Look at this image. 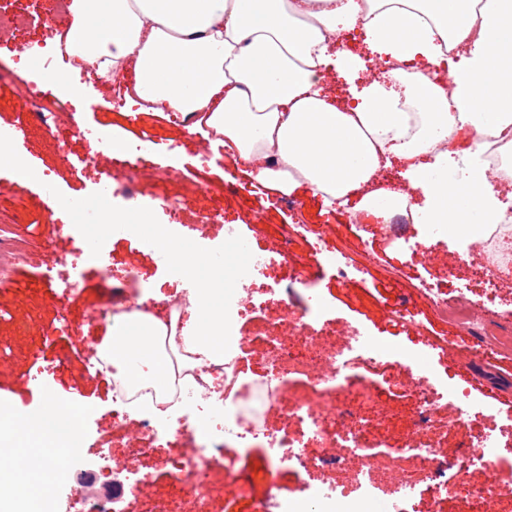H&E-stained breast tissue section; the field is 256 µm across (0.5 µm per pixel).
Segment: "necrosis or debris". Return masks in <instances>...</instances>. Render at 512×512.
I'll list each match as a JSON object with an SVG mask.
<instances>
[{"mask_svg": "<svg viewBox=\"0 0 512 512\" xmlns=\"http://www.w3.org/2000/svg\"><path fill=\"white\" fill-rule=\"evenodd\" d=\"M67 13V0H55L53 11L41 21L45 34L33 55L34 72L15 78L35 120L58 133L75 125L73 113L51 104L46 91L58 76L54 59L65 50L64 45L54 43V28L58 17ZM89 138L93 146L87 161L103 173L99 190L111 196L124 189L128 204H136V189L152 177V170L142 163L136 149H128L125 159L118 162L112 156L111 139L95 132ZM473 144L488 164L491 182L512 190V135L502 136L491 146L478 136ZM379 224L391 243L399 240L401 227H413L416 250L428 265L435 261L436 246L456 235L450 225L418 224L409 215L383 218ZM464 252L482 254V267L494 283H512V203L484 225L477 238L465 239ZM272 265L265 254L254 253L250 270L238 281L230 304L234 318L268 310L278 317L256 338L263 350L265 371L254 382L239 378L238 340H231L220 365L186 351L181 331L192 297L188 291L165 303L178 329L174 337L161 339L174 370L167 387L131 382L119 373L104 349L89 346L86 368L111 376L112 423L129 431L123 456L101 453L99 467L123 472L128 481L127 497L147 502L146 512L164 510L153 503L150 475L138 461L171 436L181 445L171 479L187 512H197L198 505L209 498L216 472L231 474L232 468L224 460L229 442L241 448L261 444L269 463L276 466H292L306 474L336 472V480L321 482L307 499L295 506L285 505L283 512H408L412 492L422 476H430L440 490L447 488L449 481L459 480V472L450 471L441 454L435 429L442 402L463 401L464 392L448 387L408 357L400 365L405 370L416 369V378L405 383L389 380L393 364L388 348L352 326L337 347L318 351L306 360L289 357V340L312 344L327 338L328 333L318 325L322 307L316 277L302 278L308 302L298 307L264 287L262 279ZM135 278L134 271H127L125 285L112 293L107 306L93 310L92 318L113 320L139 308L149 309ZM420 288L437 311L456 322L460 335H471L480 325L485 306L473 299L469 288L456 289L450 295L427 280L421 281ZM386 392L396 397L410 392L417 396L416 419L407 444L400 448L383 438L371 440L370 420L347 406L353 398L360 406L377 407L379 395ZM274 411L289 420V427L269 425ZM463 462L487 474L485 483L468 493L472 512H500L502 501L512 497V470H506L497 440L488 435L470 443ZM29 467V459L17 455L8 467L0 468V512H32L31 490L24 478Z\"/></svg>", "mask_w": 512, "mask_h": 512, "instance_id": "1", "label": "necrosis or debris"}]
</instances>
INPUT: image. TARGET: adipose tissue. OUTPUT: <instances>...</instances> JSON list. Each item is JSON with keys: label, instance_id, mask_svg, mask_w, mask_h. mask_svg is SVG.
I'll return each instance as SVG.
<instances>
[{"label": "adipose tissue", "instance_id": "ef3b65f1", "mask_svg": "<svg viewBox=\"0 0 512 512\" xmlns=\"http://www.w3.org/2000/svg\"><path fill=\"white\" fill-rule=\"evenodd\" d=\"M317 0H71L72 21L60 35L72 69L130 68L125 95L145 110L168 105L191 117L188 132L214 134L236 162L266 159L255 178L289 193L308 187L324 198L358 199L377 215L405 208V196L370 190L392 160L422 195L414 212L465 234L490 223L499 208L482 159L473 149L458 157L433 151V134L448 137L512 133V0H349L320 10ZM362 24L368 44L392 60L434 62L444 49L466 48L450 64V91L422 72L408 74L424 107L417 132L409 116L378 85L339 111L316 79L336 63L345 73L359 60L331 55L338 25ZM462 162L465 182L451 168ZM167 327L160 313L128 316L125 339L104 337L111 360L132 379L149 366L165 383L171 367L152 336Z\"/></svg>", "mask_w": 512, "mask_h": 512}]
</instances>
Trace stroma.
I'll return each mask as SVG.
<instances>
[{"label": "stroma", "instance_id": "35a3bbf8", "mask_svg": "<svg viewBox=\"0 0 512 512\" xmlns=\"http://www.w3.org/2000/svg\"><path fill=\"white\" fill-rule=\"evenodd\" d=\"M42 27L30 20L19 35L0 39V129L15 135L14 146L36 173L35 178H19L8 169H0V219L10 222L14 232L28 241L31 260L18 266L11 279L0 283V402L8 405L16 417L45 406L48 398L77 403L86 420L77 441L76 452L87 461L85 474H74L64 487L65 495L79 497L107 495L118 477L111 471H99L92 461L100 450L119 454L126 442V432L112 424V381L86 371L84 349L92 340L105 335L108 323L87 319L89 308L100 305L109 291L99 276L101 267L121 271L135 267L138 278L150 283L155 294L170 296L179 292L182 281L173 278L157 262L153 253L145 251L134 238H108L97 260L73 268V276L81 278L82 292L64 298V284L58 270L41 266L45 252L65 256L75 251L79 242L63 232L69 215L60 208L49 209L43 193L42 177L54 176L55 187L67 197H86L95 193L98 172L85 164L87 142L77 133H69L66 142L56 134L35 124L18 94L13 73L25 65L13 50L19 41L41 40ZM347 49L362 61L349 77L327 70L323 84L326 94L335 101L346 102L350 91L371 82L370 54L361 40L350 39ZM118 84L89 83L86 76L67 75L63 85L54 90L58 100L70 102L80 126L92 128L121 144L139 148V156L160 169H176V178H155L139 187L140 206L154 210L160 223H168L160 210L162 200L189 197L198 208L217 203L223 209L224 221L241 227L253 251L275 256L280 244H287L292 257L276 266L274 276L280 289L294 291L303 298L301 276L319 273L318 295L324 305L323 319L331 331L354 326L376 337L392 350V360L402 354L422 358L437 379L465 390L468 415L458 413V402L442 408L445 417H456L451 427H439L437 434L448 458L464 452L466 444L490 434L502 447L512 449V422L493 417L498 404L472 382L463 363L439 355L432 341L455 332L452 322L441 318L426 295L419 289L423 278H434L446 292L465 286L474 298H482L486 284L476 275L477 258H462L447 246H440L434 265L426 266L419 254L404 243H387L375 235L373 224H352L348 209L325 203L321 196L302 188L292 197L302 206L303 228L291 229V214L282 202V194L261 186L246 168L204 163L198 159V136L188 134L168 114H133L120 106ZM206 186L207 194H198V186ZM331 225L327 243L336 253L346 256L354 265L347 277H339L334 268L320 265L312 243L323 225ZM414 312L423 325L421 335L407 334L393 322L390 312L397 307ZM81 399H73V392ZM180 452L178 440H170L164 449L141 459L142 469L153 478L152 496L177 500L171 485L172 461ZM225 457L232 460L240 484L248 477L262 475V482L249 484L248 497H241L239 486L231 488L224 477H217L207 512H248L252 499L272 494L279 502H298L308 497L319 479L294 468L270 465L265 448H239L228 445Z\"/></svg>", "mask_w": 512, "mask_h": 512}]
</instances>
